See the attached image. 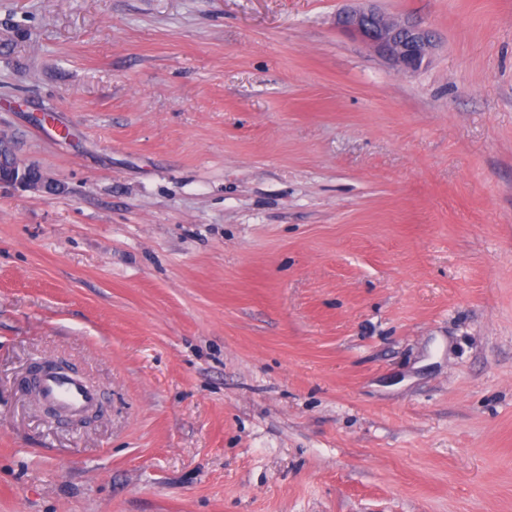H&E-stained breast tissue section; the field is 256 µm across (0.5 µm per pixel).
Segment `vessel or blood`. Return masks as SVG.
Instances as JSON below:
<instances>
[{
    "label": "vessel or blood",
    "instance_id": "1",
    "mask_svg": "<svg viewBox=\"0 0 512 512\" xmlns=\"http://www.w3.org/2000/svg\"><path fill=\"white\" fill-rule=\"evenodd\" d=\"M43 403L56 407L67 419L75 420L102 405L101 391L79 377L54 370L44 371L39 381Z\"/></svg>",
    "mask_w": 512,
    "mask_h": 512
}]
</instances>
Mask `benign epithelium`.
Segmentation results:
<instances>
[{
  "label": "benign epithelium",
  "instance_id": "7a95c632",
  "mask_svg": "<svg viewBox=\"0 0 512 512\" xmlns=\"http://www.w3.org/2000/svg\"><path fill=\"white\" fill-rule=\"evenodd\" d=\"M362 5L342 10L336 17L337 26L352 36L370 44L400 70H419L434 49L432 32L408 18H393L378 9L375 0H360ZM19 185L39 192L51 188L42 174L34 175L30 167L14 159L0 170V184Z\"/></svg>",
  "mask_w": 512,
  "mask_h": 512
}]
</instances>
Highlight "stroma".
<instances>
[{"label":"stroma","mask_w":512,"mask_h":512,"mask_svg":"<svg viewBox=\"0 0 512 512\" xmlns=\"http://www.w3.org/2000/svg\"><path fill=\"white\" fill-rule=\"evenodd\" d=\"M376 5L0 0V512H512V0ZM364 6L349 7L336 17L337 26L370 44L400 70H419L434 49L432 32L408 18H393L378 9L375 0H357ZM30 168V166L22 164L15 156L11 165L5 167L3 171L0 168V184L19 185L34 192L51 189L49 180L42 173L33 175ZM44 404L56 407L67 419H79L83 414L102 406V392L80 377L54 370H45L39 381Z\"/></svg>","instance_id":"1"}]
</instances>
